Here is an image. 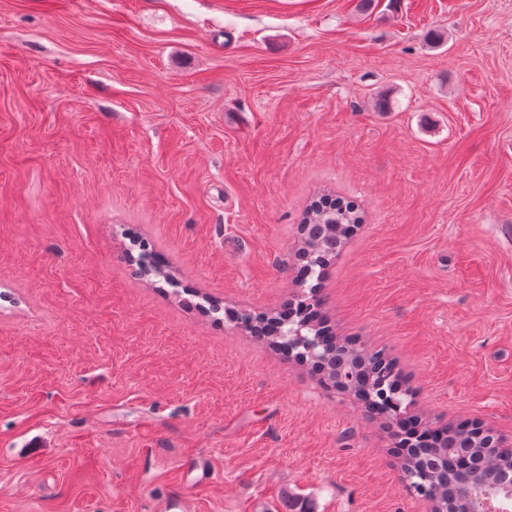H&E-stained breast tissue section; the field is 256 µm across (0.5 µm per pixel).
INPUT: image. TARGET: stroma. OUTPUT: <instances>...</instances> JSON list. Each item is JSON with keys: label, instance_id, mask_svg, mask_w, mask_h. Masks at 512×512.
Returning a JSON list of instances; mask_svg holds the SVG:
<instances>
[{"label": "stroma", "instance_id": "stroma-1", "mask_svg": "<svg viewBox=\"0 0 512 512\" xmlns=\"http://www.w3.org/2000/svg\"><path fill=\"white\" fill-rule=\"evenodd\" d=\"M355 3L0 0V512H429L352 395L228 318L307 294L321 195L364 214L337 335L407 416L512 446V0Z\"/></svg>", "mask_w": 512, "mask_h": 512}]
</instances>
